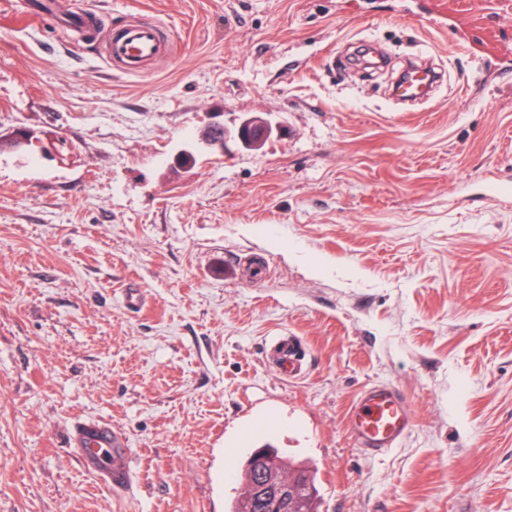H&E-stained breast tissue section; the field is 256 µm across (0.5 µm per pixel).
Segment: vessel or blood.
I'll use <instances>...</instances> for the list:
<instances>
[{
	"mask_svg": "<svg viewBox=\"0 0 512 512\" xmlns=\"http://www.w3.org/2000/svg\"><path fill=\"white\" fill-rule=\"evenodd\" d=\"M22 20L41 22L55 19L75 40L91 37L95 16L89 12L46 10L44 0H26ZM171 43L159 22L144 23L125 18L116 24L107 45V57L113 70L124 75L148 72L160 58L170 55ZM430 70L406 69L395 84L396 97L414 101L423 99L432 87ZM413 424L411 404L393 386L372 385L363 389L352 407L348 430L356 446L365 454L379 456L399 446ZM80 465L97 475L114 492L123 494L133 486L134 471L126 436L112 424L88 421L79 424L71 437Z\"/></svg>",
	"mask_w": 512,
	"mask_h": 512,
	"instance_id": "1",
	"label": "vessel or blood"
}]
</instances>
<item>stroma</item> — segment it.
Masks as SVG:
<instances>
[{"instance_id":"stroma-1","label":"stroma","mask_w":512,"mask_h":512,"mask_svg":"<svg viewBox=\"0 0 512 512\" xmlns=\"http://www.w3.org/2000/svg\"><path fill=\"white\" fill-rule=\"evenodd\" d=\"M23 2L0 0V137L33 135L0 149V512H225V450L265 411L319 512H512V202L483 201L512 186V0H439L467 33L425 0H69L101 20L81 46L14 24ZM120 16L174 55L113 72ZM422 58L432 97L394 104ZM246 115L280 134L203 142ZM369 384L415 415L377 457L346 425ZM95 419L128 436L132 496L69 446Z\"/></svg>"}]
</instances>
